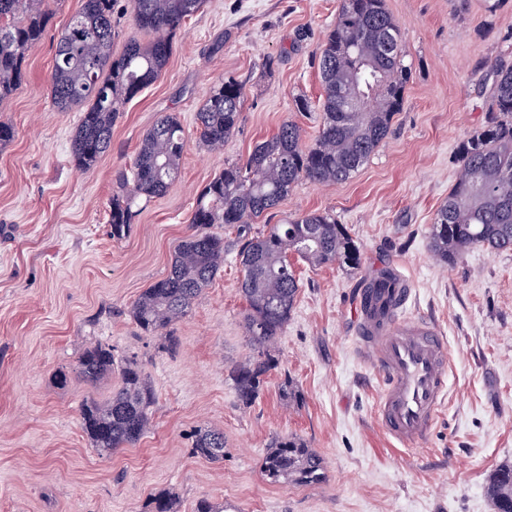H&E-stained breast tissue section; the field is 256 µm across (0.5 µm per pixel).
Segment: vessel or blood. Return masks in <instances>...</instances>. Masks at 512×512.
Masks as SVG:
<instances>
[{"instance_id": "vessel-or-blood-1", "label": "vessel or blood", "mask_w": 512, "mask_h": 512, "mask_svg": "<svg viewBox=\"0 0 512 512\" xmlns=\"http://www.w3.org/2000/svg\"><path fill=\"white\" fill-rule=\"evenodd\" d=\"M407 284L385 289L378 304L360 302L356 343L381 386L377 407L385 434L420 445L442 415L448 388V346L430 320L408 319Z\"/></svg>"}]
</instances>
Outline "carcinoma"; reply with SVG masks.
<instances>
[{
  "label": "carcinoma",
  "mask_w": 512,
  "mask_h": 512,
  "mask_svg": "<svg viewBox=\"0 0 512 512\" xmlns=\"http://www.w3.org/2000/svg\"><path fill=\"white\" fill-rule=\"evenodd\" d=\"M115 0H84L58 38L52 60L50 96L56 108H84L72 137L74 163L87 170L109 150L119 112L157 79L172 51V39L206 0H131L135 26L150 35L130 39L116 55L112 15ZM47 0H0V102L13 95L24 77L26 54L46 32ZM323 87L321 127L307 147L293 121L283 123L256 145L245 165L229 163L199 192L192 217L194 233L177 246L167 275L135 301L132 316L146 333L156 334L187 315L224 264L229 241L212 231L222 224L235 233L242 268L240 291L247 304L245 328L253 355L230 371L239 400L252 403L268 372L279 364L274 343L288 323L300 284L288 255L312 267L337 264L355 269L361 254L348 228L329 212H308L284 224L253 230L251 220L276 207L302 181L328 185L349 180L388 136L402 108L410 66L405 64L399 26L385 0H344L318 55ZM487 92L486 125L461 142L457 179L436 210L430 251L452 262L472 248L512 251V61L496 59L483 79ZM362 97L361 112L345 101ZM243 103V87L217 79L196 114L199 143L220 149L233 135ZM188 139L175 115L159 118L144 134L130 169L115 176L108 222L112 237L128 234L141 198L163 194L178 174ZM112 372V352L100 345L79 360V377L96 382ZM281 397L298 404L302 396L289 377ZM154 402L139 368H123L121 388L104 403L89 400L82 426L93 446L110 453L135 445L149 424ZM191 454L224 459V432L200 429ZM261 472L269 480L301 485L325 479L323 459L301 439L276 437L264 455ZM494 512H512V465L494 471L488 484ZM149 512H177L169 494L155 496Z\"/></svg>",
  "instance_id": "cac0c4a2"
}]
</instances>
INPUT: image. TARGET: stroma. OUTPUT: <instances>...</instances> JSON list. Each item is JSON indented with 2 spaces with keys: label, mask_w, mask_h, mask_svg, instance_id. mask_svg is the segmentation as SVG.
<instances>
[{
  "label": "stroma",
  "mask_w": 512,
  "mask_h": 512,
  "mask_svg": "<svg viewBox=\"0 0 512 512\" xmlns=\"http://www.w3.org/2000/svg\"><path fill=\"white\" fill-rule=\"evenodd\" d=\"M82 5L55 4L21 86L0 101V121L14 129L0 146V512H148L161 493L178 512H195L203 499L217 512H494L488 479L512 464V252L473 248L443 264L429 231L456 179L458 146L486 120L483 66L512 56V0L493 12L486 0H385L411 66L390 134L349 180L301 181L254 221L331 212L348 226L361 264L313 267L289 255L301 288L274 344L279 366L248 406L228 376L252 354L235 255L161 333L142 332L131 310L166 276L193 231L199 191L225 163L245 162L287 120L314 145L320 114L294 111L293 99L321 98L316 54L342 0H206L89 170L71 158L80 109L59 111L49 95L58 37ZM221 77L242 83L243 104L234 134L210 151L193 140L195 117ZM165 114L191 137L179 173L165 194L141 201L124 238H112L115 174ZM387 268L412 291L407 317L431 319L448 343L445 409L411 450L383 432L379 379L355 340L360 291ZM96 344L111 349L113 364L90 384L77 366ZM130 362L154 391L150 425L135 445L106 454L84 432L81 406L109 400ZM286 376L300 404L282 400ZM202 428L223 431L222 461L191 454ZM278 436L313 448L325 481L264 477L262 458Z\"/></svg>",
  "instance_id": "obj_1"
}]
</instances>
